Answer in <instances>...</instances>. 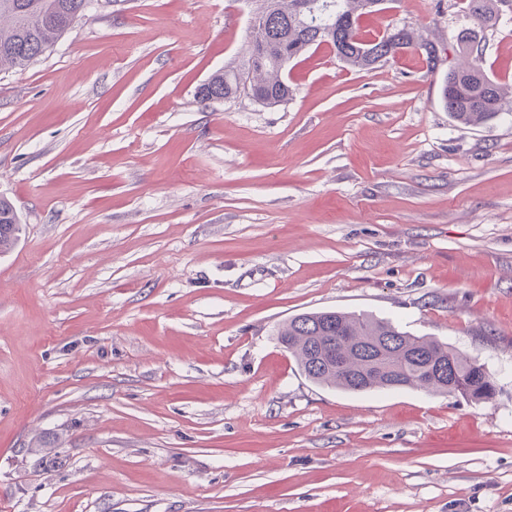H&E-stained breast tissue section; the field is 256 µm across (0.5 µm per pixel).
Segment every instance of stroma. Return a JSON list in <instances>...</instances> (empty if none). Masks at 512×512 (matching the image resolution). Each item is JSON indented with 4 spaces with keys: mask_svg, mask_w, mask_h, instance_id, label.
<instances>
[{
    "mask_svg": "<svg viewBox=\"0 0 512 512\" xmlns=\"http://www.w3.org/2000/svg\"><path fill=\"white\" fill-rule=\"evenodd\" d=\"M259 0H92L0 72V512H512V115L454 121L475 34L512 102V6L387 0L415 28L371 70L310 50L293 94L204 102ZM368 312L478 359L472 403L345 393L278 343ZM495 0H469V11L471 16L478 21L481 26H492L497 20L495 10ZM20 217L13 203L0 197V254L12 251L18 241L21 229Z\"/></svg>",
    "mask_w": 512,
    "mask_h": 512,
    "instance_id": "1",
    "label": "stroma"
}]
</instances>
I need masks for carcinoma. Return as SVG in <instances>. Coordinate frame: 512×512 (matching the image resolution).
Returning <instances> with one entry per match:
<instances>
[{
  "mask_svg": "<svg viewBox=\"0 0 512 512\" xmlns=\"http://www.w3.org/2000/svg\"><path fill=\"white\" fill-rule=\"evenodd\" d=\"M368 0H262L256 15L272 32L266 50L248 55L239 67L211 75L199 89L203 101L229 100L242 95L241 77L250 75L259 103L275 107L288 100L290 87L282 77L288 62L310 48L325 46L352 68L370 69L418 47L427 65L436 66L438 48L421 39L417 30L401 26V43L390 38L392 29L369 36L360 25ZM90 0H0V71L24 70L66 35ZM471 16L482 26L497 20L495 0H469ZM467 62L448 70L441 84V103L457 122L478 127L512 112L497 83L481 67L482 50L471 46L470 33L456 38ZM20 217L13 203L0 197V254L12 251L18 241ZM279 343L302 373L316 384L348 392H373L392 388L458 393L472 402L492 399L496 385L484 365L433 337L415 336L391 320L365 313L321 310L298 314L283 324ZM338 340L327 348L324 337ZM443 362L449 376L431 372Z\"/></svg>",
  "mask_w": 512,
  "mask_h": 512,
  "instance_id": "1",
  "label": "carcinoma"
}]
</instances>
